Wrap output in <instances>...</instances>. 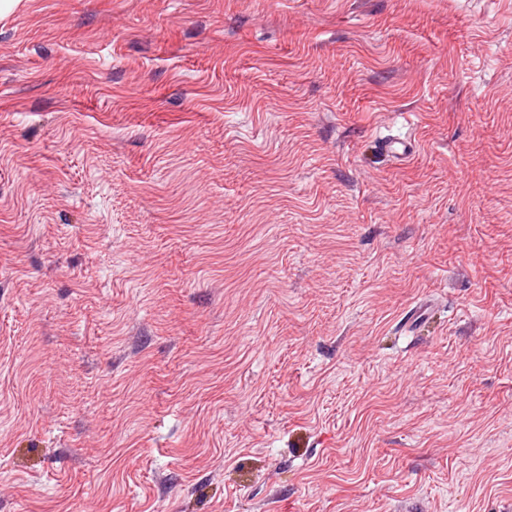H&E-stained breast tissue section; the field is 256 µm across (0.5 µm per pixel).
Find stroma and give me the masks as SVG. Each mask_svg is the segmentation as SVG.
<instances>
[{
	"mask_svg": "<svg viewBox=\"0 0 512 512\" xmlns=\"http://www.w3.org/2000/svg\"><path fill=\"white\" fill-rule=\"evenodd\" d=\"M0 512H512V0L0 18Z\"/></svg>",
	"mask_w": 512,
	"mask_h": 512,
	"instance_id": "35a3bbf8",
	"label": "stroma"
}]
</instances>
